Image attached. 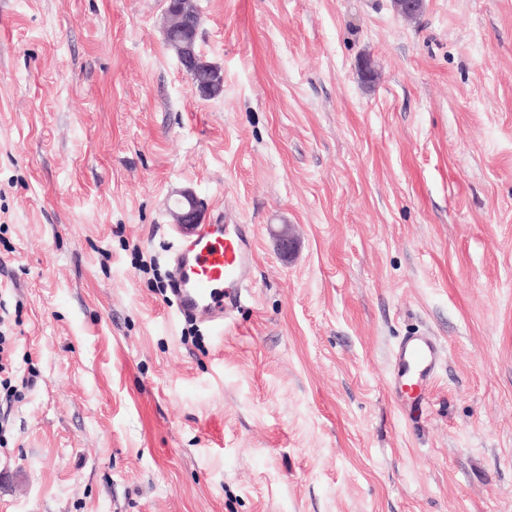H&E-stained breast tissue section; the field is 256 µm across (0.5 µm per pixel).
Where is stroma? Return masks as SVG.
<instances>
[{
    "instance_id": "stroma-1",
    "label": "stroma",
    "mask_w": 512,
    "mask_h": 512,
    "mask_svg": "<svg viewBox=\"0 0 512 512\" xmlns=\"http://www.w3.org/2000/svg\"><path fill=\"white\" fill-rule=\"evenodd\" d=\"M196 4L212 99L164 0H0V512H512V0ZM179 190L251 229L221 336ZM441 348L438 342L425 334L405 336L396 347L392 361L395 367L393 397L400 400L404 394L422 401L428 382L439 366Z\"/></svg>"
}]
</instances>
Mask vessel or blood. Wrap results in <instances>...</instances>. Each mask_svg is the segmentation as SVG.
Wrapping results in <instances>:
<instances>
[{
    "instance_id": "obj_1",
    "label": "vessel or blood",
    "mask_w": 512,
    "mask_h": 512,
    "mask_svg": "<svg viewBox=\"0 0 512 512\" xmlns=\"http://www.w3.org/2000/svg\"><path fill=\"white\" fill-rule=\"evenodd\" d=\"M252 260L249 227L208 224L195 239L182 244L172 257V293L182 313L231 325V313L245 291V273ZM441 348L424 334L404 337L396 347L391 393L423 399L439 366Z\"/></svg>"
}]
</instances>
